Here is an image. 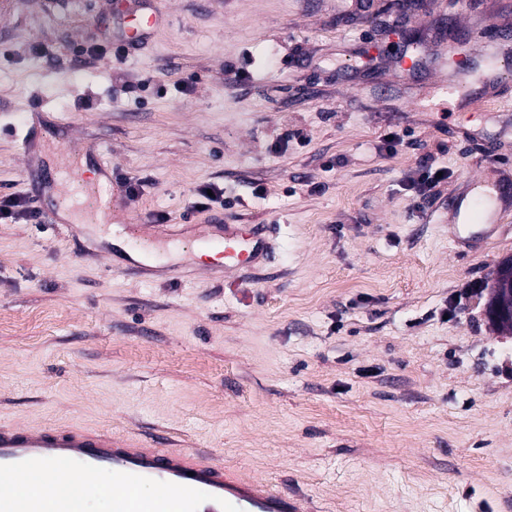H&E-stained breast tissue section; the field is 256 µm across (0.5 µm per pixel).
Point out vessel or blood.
<instances>
[{
    "label": "vessel or blood",
    "mask_w": 512,
    "mask_h": 512,
    "mask_svg": "<svg viewBox=\"0 0 512 512\" xmlns=\"http://www.w3.org/2000/svg\"><path fill=\"white\" fill-rule=\"evenodd\" d=\"M149 7L126 14L117 38L122 43L143 40L158 25ZM22 141L27 171L36 183L37 197L51 190L44 181L46 128L40 114H29ZM82 197L93 199L83 208L86 224L112 221L113 203L124 193L111 165L96 176L80 179ZM205 246L223 256L225 268L260 264L271 252L267 225L228 224L220 235L205 239ZM56 473L75 474L71 485L47 493L19 498L13 488L0 489V512H80L88 492L108 483L112 512H301L303 505L267 485L229 476L216 457L197 449H171L164 443L147 446L135 437H115L73 427H20L0 424V474L44 480Z\"/></svg>",
    "instance_id": "1"
}]
</instances>
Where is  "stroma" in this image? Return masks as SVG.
I'll return each instance as SVG.
<instances>
[{
    "instance_id": "35a3bbf8",
    "label": "stroma",
    "mask_w": 512,
    "mask_h": 512,
    "mask_svg": "<svg viewBox=\"0 0 512 512\" xmlns=\"http://www.w3.org/2000/svg\"><path fill=\"white\" fill-rule=\"evenodd\" d=\"M121 54L113 0H0V196L32 195L21 120L142 182L124 225L0 222V423L208 449L308 512H512V336L485 315L512 210L472 244L448 198L512 181V72L460 100L403 59L469 49L512 0H153ZM447 180L427 200L424 167ZM227 207L198 212V185ZM267 224L227 285L193 234ZM144 251L125 275L113 240Z\"/></svg>"
}]
</instances>
